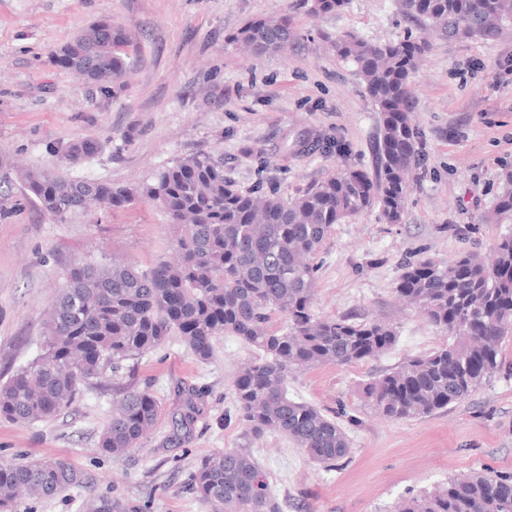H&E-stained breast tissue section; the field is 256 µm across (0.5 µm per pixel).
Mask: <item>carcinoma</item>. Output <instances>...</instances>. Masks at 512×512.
I'll return each mask as SVG.
<instances>
[{
    "label": "carcinoma",
    "instance_id": "1",
    "mask_svg": "<svg viewBox=\"0 0 512 512\" xmlns=\"http://www.w3.org/2000/svg\"><path fill=\"white\" fill-rule=\"evenodd\" d=\"M350 0H304L311 16L343 12ZM415 27L400 40L336 38V55L352 63L364 93L381 114L372 173L346 169L285 199L275 188L242 192L224 174V155L193 153L137 186L28 170L25 186L57 220L91 208L116 210L139 201L165 210L177 229V259L146 268L123 262L76 263L59 288L40 352L0 384V419L34 423L59 415L95 379L112 381V418L99 448L121 460L138 449L157 422L148 386L120 375L125 362L179 337L208 362L219 336H235L262 352L234 384L238 417L254 439L278 433L326 469L350 453L345 431L317 407L288 396V374L311 365H352L390 352L396 328L376 319L319 316L313 309L315 258L333 225L378 206L399 224L425 159L412 115V77L432 39L497 42L512 36V0H398ZM286 13L242 27L234 41L254 56L284 51L295 39ZM131 38L112 22L84 28L55 52L59 67L106 89L129 76ZM78 139L63 155L71 163L96 153ZM487 221L512 224V171ZM396 294L414 305L452 342L398 366L365 387L371 408L390 421L448 410L475 393L500 367L502 342L512 335V233L485 259L462 252L451 261H407ZM285 325L274 328L273 318ZM174 436L189 437L205 411L193 385L177 389ZM83 483L61 459L0 461V512H15L22 493L50 497ZM188 485L217 512H280L258 464L227 450L202 460ZM85 512H132L110 496L90 498ZM395 512H512V474L473 472L402 499Z\"/></svg>",
    "mask_w": 512,
    "mask_h": 512
}]
</instances>
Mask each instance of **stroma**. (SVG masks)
<instances>
[{
    "mask_svg": "<svg viewBox=\"0 0 512 512\" xmlns=\"http://www.w3.org/2000/svg\"><path fill=\"white\" fill-rule=\"evenodd\" d=\"M293 0H0V163L31 170L64 167L74 178L115 185L152 179L196 152L224 155L239 188L277 187L282 196L351 168L372 171L379 114L351 63L333 44L351 33L399 39L397 0H350L340 14L296 11L287 51L252 59L233 38L249 21L284 13ZM111 20L136 45L126 84L104 92L53 61L88 25ZM415 124L426 161L401 223L372 206L333 225L317 256L314 310L328 317L394 324L388 354L352 365H315L288 376L291 397L320 409L346 431L351 453L339 468L312 462L286 438L248 437L235 415L233 380L257 350L233 336L200 363L178 337L135 363L161 417L139 450L113 460L97 448L112 416V390L92 382L54 419L0 420V460L63 458L84 484L49 498L20 500L15 512H84L109 495L138 512H214L186 480L200 461L238 449L263 470L281 512H390L402 497L484 469L512 474V338L502 365L466 400L435 415L394 422L367 404L363 388L405 357L441 346L443 332L395 294L406 260L448 261L489 253L512 224L485 220L512 171V37L502 42L434 41L413 77ZM98 153L62 165L54 148L75 139ZM326 151L287 153L298 139ZM166 212L140 202L58 221L24 184L0 183V382L34 357L44 318L80 260L118 259L147 267L170 256ZM206 391V410L189 439L173 437L177 388Z\"/></svg>",
    "mask_w": 512,
    "mask_h": 512,
    "instance_id": "35a3bbf8",
    "label": "stroma"
}]
</instances>
